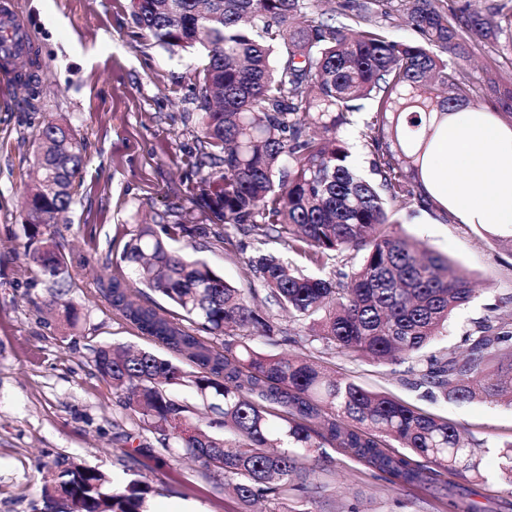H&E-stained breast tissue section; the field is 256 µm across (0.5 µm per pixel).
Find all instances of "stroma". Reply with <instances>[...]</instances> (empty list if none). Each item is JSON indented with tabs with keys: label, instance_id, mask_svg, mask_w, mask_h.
<instances>
[{
	"label": "stroma",
	"instance_id": "stroma-1",
	"mask_svg": "<svg viewBox=\"0 0 512 512\" xmlns=\"http://www.w3.org/2000/svg\"><path fill=\"white\" fill-rule=\"evenodd\" d=\"M34 49L38 98L0 74V512H31L40 497L38 464L65 455L99 466L122 481L142 468L137 449L162 454L158 434L137 430L111 384L91 362L98 346H128L166 356L109 306L103 286L126 278L121 259L137 224H172L191 206L197 176L192 162L199 136L194 70L198 58L172 55L140 30L131 0H16ZM499 64L512 76V37L502 34L472 49L473 77ZM70 125L85 158L80 187L55 239L73 274L66 298L79 311L70 327L49 310L46 285L29 274L22 230L24 191L35 178L33 156L47 120ZM396 232L423 241L466 270L475 296L454 316L432 352L466 353L467 332L506 300L512 314V251L482 226L460 224L449 212L429 214L401 203ZM195 253L229 283L248 287L252 239L220 243L201 236ZM254 344L265 353H299L357 385L462 425L481 460L482 480L470 482L480 512H503L507 488L498 479L496 443L512 439V406L458 404L415 386L408 364L377 365L296 341L294 333ZM149 505L187 503L199 512H239L236 499L217 488L198 463L184 459L155 472ZM309 512H446L431 492L391 489L347 452L330 448L316 467Z\"/></svg>",
	"mask_w": 512,
	"mask_h": 512
}]
</instances>
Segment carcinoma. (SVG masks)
Wrapping results in <instances>:
<instances>
[{
  "mask_svg": "<svg viewBox=\"0 0 512 512\" xmlns=\"http://www.w3.org/2000/svg\"><path fill=\"white\" fill-rule=\"evenodd\" d=\"M376 2L338 0L324 11L319 0H133L135 23L155 43L201 60L192 202L206 223L165 224L160 235L137 225L122 253L135 280L166 297L184 320L141 304L124 279H112L104 297L191 369L150 351L109 346L93 349L92 362L137 425L163 436L167 457L155 462L193 458L224 478L241 512L268 500L278 512H308L310 477L327 446L401 487L424 488L443 471L482 477L461 426L331 376L297 354L275 357L253 347V337L273 335V307L307 326L310 342L383 365L416 363L422 383L447 400L512 401V321L491 304L467 335L465 355L425 356L473 288L447 257L392 230L401 200L439 208L419 171L442 115L482 100L512 120V81L493 69L476 81L461 64V40L477 46L512 33V11L494 22L467 3L449 12L442 0H404L418 38L398 41L372 19ZM438 48L460 63L448 66ZM363 110L371 113L367 174L341 135ZM83 161L72 128L45 123L34 154L40 177L22 222L31 272L48 283L50 305L71 327L77 317L65 288L72 275L51 228L74 199ZM232 232L258 244L248 265L265 287L262 300L256 289L227 283L204 260L169 245L207 233L223 242ZM270 243L319 270L331 260L360 262L322 277L285 261ZM179 385L209 400V426L235 439L210 434L172 399L167 387ZM383 438L406 452H386ZM499 458V476L512 493V441L500 445ZM39 473L42 500L60 503L59 512H144L154 492L138 478L116 484L99 467L69 457Z\"/></svg>",
  "mask_w": 512,
  "mask_h": 512,
  "instance_id": "cac0c4a2",
  "label": "carcinoma"
}]
</instances>
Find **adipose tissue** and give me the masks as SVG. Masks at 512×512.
Masks as SVG:
<instances>
[{
    "label": "adipose tissue",
    "mask_w": 512,
    "mask_h": 512,
    "mask_svg": "<svg viewBox=\"0 0 512 512\" xmlns=\"http://www.w3.org/2000/svg\"><path fill=\"white\" fill-rule=\"evenodd\" d=\"M420 179L458 223L512 226V125L472 105L445 116Z\"/></svg>",
    "instance_id": "adipose-tissue-1"
}]
</instances>
